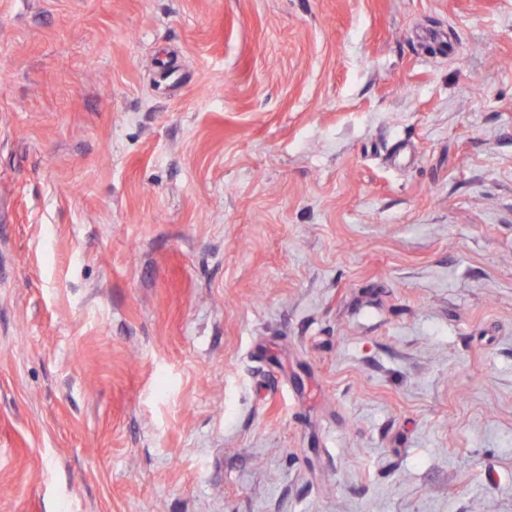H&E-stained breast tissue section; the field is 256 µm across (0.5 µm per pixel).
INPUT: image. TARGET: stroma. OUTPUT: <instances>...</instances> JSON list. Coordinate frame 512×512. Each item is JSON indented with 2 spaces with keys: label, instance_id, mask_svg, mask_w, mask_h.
Wrapping results in <instances>:
<instances>
[{
  "label": "stroma",
  "instance_id": "1",
  "mask_svg": "<svg viewBox=\"0 0 512 512\" xmlns=\"http://www.w3.org/2000/svg\"><path fill=\"white\" fill-rule=\"evenodd\" d=\"M0 512H512V0H0Z\"/></svg>",
  "mask_w": 512,
  "mask_h": 512
}]
</instances>
